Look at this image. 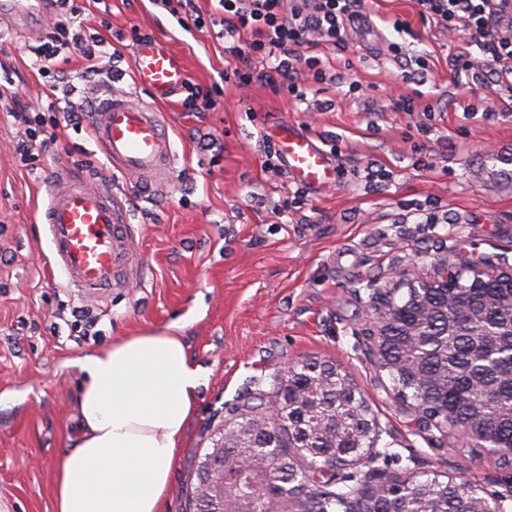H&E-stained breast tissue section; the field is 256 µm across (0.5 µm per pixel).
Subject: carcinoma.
<instances>
[{"mask_svg": "<svg viewBox=\"0 0 512 512\" xmlns=\"http://www.w3.org/2000/svg\"><path fill=\"white\" fill-rule=\"evenodd\" d=\"M386 323L374 322L371 353L387 371L397 398L437 416L448 429L466 428L477 444L512 453V274L459 281L454 288H420L396 297ZM274 393L279 413L265 429L244 430L263 397ZM218 434L237 431L224 449V467L238 458L267 457V482L237 474L236 485L207 501L190 498L192 512H224L243 499L242 512H480L484 497L461 480L435 472L365 473L340 486L336 470L371 451L379 425L363 394L335 363L305 359L289 368L288 384L254 383L247 401L231 409Z\"/></svg>", "mask_w": 512, "mask_h": 512, "instance_id": "cac0c4a2", "label": "carcinoma"}]
</instances>
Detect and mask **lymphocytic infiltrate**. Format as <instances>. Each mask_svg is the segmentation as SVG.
Wrapping results in <instances>:
<instances>
[{"label":"lymphocytic infiltrate","mask_w":512,"mask_h":512,"mask_svg":"<svg viewBox=\"0 0 512 512\" xmlns=\"http://www.w3.org/2000/svg\"><path fill=\"white\" fill-rule=\"evenodd\" d=\"M361 0H213L211 14L223 29L228 63L223 79L240 86L268 85L296 94L302 77L314 83L326 81L318 57L308 48L323 44L337 53L348 48L347 28L362 18ZM419 16L446 30L465 28L486 47L499 73L512 75V13L504 12L500 0H415ZM71 47L81 55L89 76L104 72L110 58L109 43L102 37L84 38L70 33L63 19H56L46 42L34 47V66L42 77H57L51 62L61 49ZM277 57L269 69H256V61ZM7 113L23 129L24 140L16 154L19 166L30 167L41 151L56 143L61 124L81 125L82 112L70 109L63 119L44 124L40 116L23 107Z\"/></svg>","instance_id":"lymphocytic-infiltrate-1"}]
</instances>
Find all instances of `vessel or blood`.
<instances>
[{
  "label": "vessel or blood",
  "instance_id": "vessel-or-blood-1",
  "mask_svg": "<svg viewBox=\"0 0 512 512\" xmlns=\"http://www.w3.org/2000/svg\"><path fill=\"white\" fill-rule=\"evenodd\" d=\"M48 12L47 0H0V22L23 27L28 20L44 19ZM131 68L149 103L134 102L128 94L106 86L93 87L86 93L93 116L91 134L114 168L151 189L166 184L173 168L161 107L184 90L190 76L184 56L159 36L134 43ZM277 141L290 179L313 190L335 181L333 155L317 138L284 123L277 128ZM46 220L48 265L68 287L81 294H99L125 283L133 259L130 226L107 189L60 170L49 185Z\"/></svg>",
  "mask_w": 512,
  "mask_h": 512
}]
</instances>
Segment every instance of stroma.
Masks as SVG:
<instances>
[{
	"label": "stroma",
	"instance_id": "obj_1",
	"mask_svg": "<svg viewBox=\"0 0 512 512\" xmlns=\"http://www.w3.org/2000/svg\"><path fill=\"white\" fill-rule=\"evenodd\" d=\"M364 8L368 18L350 30L347 55L314 48L328 80L306 81L303 97L227 83L214 109L166 104L173 172L153 191L113 170L86 126L61 131L36 169L19 167L22 133L0 109V512H53L55 461L75 427L76 359L176 321L208 380L165 512H189L195 466L251 381L310 357L348 373L383 430L382 458L361 461L349 475L434 471L471 482L512 512V459L420 428L365 347L371 296L392 287L398 273L429 272L444 258L512 269V95L467 30L423 21L414 0H366ZM397 19L406 31L394 30ZM72 27L100 33L116 55L111 76L89 78L78 52L61 50L57 67L76 92L57 100L31 66L46 29L0 25V80L11 78L33 112L52 103L85 108L87 90L105 83L144 98L130 73L137 32L165 36L201 87L226 67L216 27L184 31L142 0L91 5ZM392 42L408 57L426 58L416 78L429 112L394 111L393 100L412 85L387 49ZM460 54L473 69L457 67ZM354 82L359 91H351ZM283 122L332 151L334 184L314 193L265 170L260 146ZM88 162L97 175L85 170ZM63 163L75 178L111 189L133 228L137 272L102 301L79 297L47 267L46 226L36 209ZM78 310L97 317L95 332L76 321Z\"/></svg>",
	"mask_w": 512,
	"mask_h": 512
}]
</instances>
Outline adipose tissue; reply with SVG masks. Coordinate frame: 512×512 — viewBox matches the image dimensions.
Instances as JSON below:
<instances>
[{
    "instance_id": "1",
    "label": "adipose tissue",
    "mask_w": 512,
    "mask_h": 512,
    "mask_svg": "<svg viewBox=\"0 0 512 512\" xmlns=\"http://www.w3.org/2000/svg\"><path fill=\"white\" fill-rule=\"evenodd\" d=\"M77 427L54 468V512H162L207 374L183 336L148 330L77 359Z\"/></svg>"
}]
</instances>
